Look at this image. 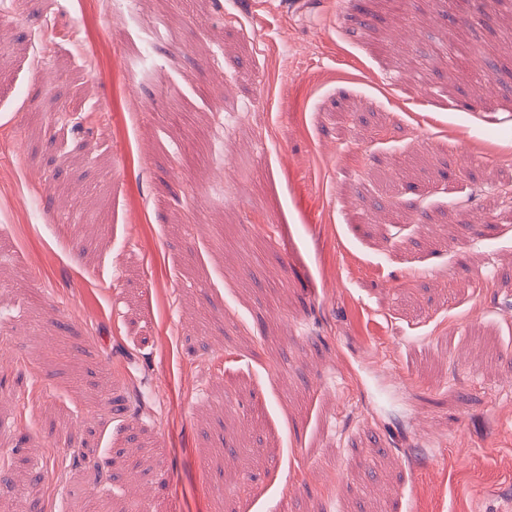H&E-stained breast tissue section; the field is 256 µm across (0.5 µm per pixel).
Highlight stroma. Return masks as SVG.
Returning <instances> with one entry per match:
<instances>
[{
	"label": "stroma",
	"instance_id": "stroma-1",
	"mask_svg": "<svg viewBox=\"0 0 512 512\" xmlns=\"http://www.w3.org/2000/svg\"><path fill=\"white\" fill-rule=\"evenodd\" d=\"M508 172L512 0H0V512H512Z\"/></svg>",
	"mask_w": 512,
	"mask_h": 512
}]
</instances>
